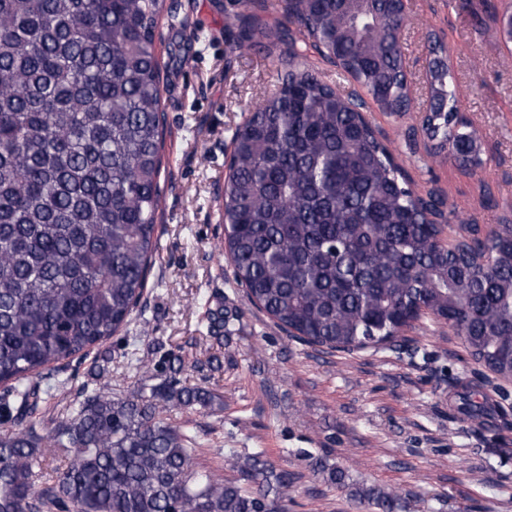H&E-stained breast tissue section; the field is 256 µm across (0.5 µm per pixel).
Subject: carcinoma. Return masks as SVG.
Wrapping results in <instances>:
<instances>
[{
  "label": "carcinoma",
  "instance_id": "cac0c4a2",
  "mask_svg": "<svg viewBox=\"0 0 512 512\" xmlns=\"http://www.w3.org/2000/svg\"><path fill=\"white\" fill-rule=\"evenodd\" d=\"M164 0H0V385L20 428L0 434V512H288V474L260 452L235 477L196 468L200 437L167 421L208 408L205 387L174 379L117 398L84 385L55 419L26 421L56 386L43 371L122 330L158 250L166 138L155 30ZM309 46L366 88L383 112L408 109L395 0H281ZM236 48L288 49L279 92L233 137L224 251L250 301L288 334L345 352L390 347L423 312L457 331L492 373L512 378V222L450 250L359 104L300 66L285 26L240 19ZM433 155L480 169L444 44L430 40ZM459 410L483 415L473 393ZM71 455L37 487L45 451ZM317 472L376 512L393 490Z\"/></svg>",
  "mask_w": 512,
  "mask_h": 512
}]
</instances>
